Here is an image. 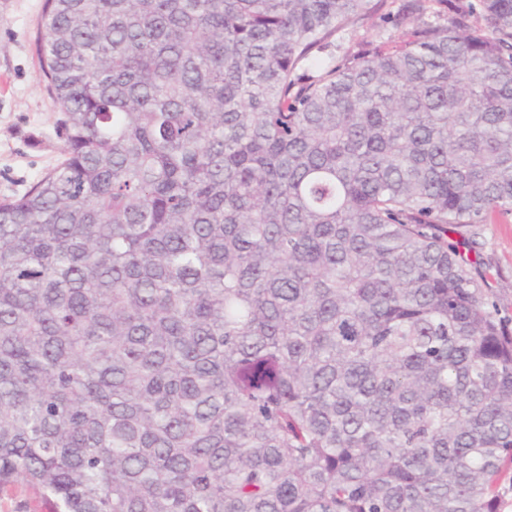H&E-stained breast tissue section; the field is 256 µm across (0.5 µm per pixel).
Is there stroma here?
I'll list each match as a JSON object with an SVG mask.
<instances>
[{
    "label": "stroma",
    "instance_id": "1",
    "mask_svg": "<svg viewBox=\"0 0 512 512\" xmlns=\"http://www.w3.org/2000/svg\"><path fill=\"white\" fill-rule=\"evenodd\" d=\"M43 3L0 0V198L24 194L63 158L59 114L40 70ZM406 3L379 0L377 15L337 32L333 55L389 41V33L378 30L380 16ZM447 239L482 274L488 301L512 335V214H492L486 223L448 233Z\"/></svg>",
    "mask_w": 512,
    "mask_h": 512
}]
</instances>
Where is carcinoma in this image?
Segmentation results:
<instances>
[{
  "label": "carcinoma",
  "instance_id": "carcinoma-1",
  "mask_svg": "<svg viewBox=\"0 0 512 512\" xmlns=\"http://www.w3.org/2000/svg\"><path fill=\"white\" fill-rule=\"evenodd\" d=\"M46 0L63 161L0 200V493L50 512H498L512 0ZM486 26L471 22L474 14ZM409 0H383L378 2V12L376 15L366 17L354 25L348 26L343 30L336 33L332 39L330 52L334 57H341L344 54L356 52L360 45L365 42L373 41L374 44H382L388 42L390 37L397 38L399 32L394 29L378 34V24L380 23V16L387 12H397L403 8ZM447 239L483 275L490 306L512 335V214L494 213L485 224L448 232ZM40 498L23 484H16L0 495V512H44Z\"/></svg>",
  "mask_w": 512,
  "mask_h": 512
}]
</instances>
